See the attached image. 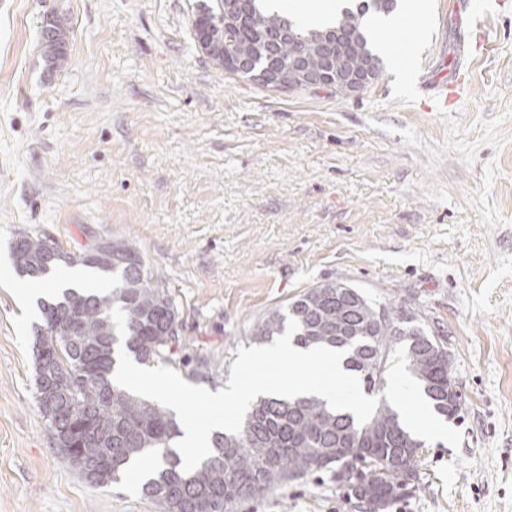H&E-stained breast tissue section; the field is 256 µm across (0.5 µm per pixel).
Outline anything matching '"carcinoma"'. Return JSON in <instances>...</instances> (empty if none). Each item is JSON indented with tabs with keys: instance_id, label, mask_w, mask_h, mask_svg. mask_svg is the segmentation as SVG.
<instances>
[{
	"instance_id": "obj_1",
	"label": "carcinoma",
	"mask_w": 512,
	"mask_h": 512,
	"mask_svg": "<svg viewBox=\"0 0 512 512\" xmlns=\"http://www.w3.org/2000/svg\"><path fill=\"white\" fill-rule=\"evenodd\" d=\"M271 3L239 0L229 21L224 0H214L192 21L196 47L218 67L260 84L270 67L287 66L299 47L307 66L326 74L324 87L338 95L360 91L355 77L364 78L366 87L380 78L379 30L369 26V19L391 16L398 0H355L322 29L302 25ZM203 29L214 36L213 43L201 41ZM46 30L50 35L41 43L52 73L68 60L65 15L47 18ZM326 36L336 38L329 65L322 52ZM99 242L95 238L75 254L45 235L25 232L12 248L27 264L28 276L44 275L46 266L80 264L98 283L41 302L43 324L33 344L39 411L58 452L89 485L115 483L130 466L153 461L159 469L141 492L161 512H231L237 504L319 471L331 472L365 512L373 505L387 512L398 497L419 489L422 441L412 436L384 394L391 359L398 355L405 361L437 414L453 419L462 409V400L448 401V345L428 330L422 315L339 281L317 284L267 310L254 340L273 341L294 318L299 323L294 342L347 350L345 366L367 392L379 396L378 406L361 424L316 396L263 397L251 404L238 433H215L211 454L186 472L173 451L181 433L173 415L119 386L110 374L120 345L142 364L172 366L192 378L208 376L211 359L187 352L176 299L154 277L139 248L114 240L112 252L102 255Z\"/></svg>"
}]
</instances>
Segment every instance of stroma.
Returning a JSON list of instances; mask_svg holds the SVG:
<instances>
[{"instance_id": "obj_1", "label": "stroma", "mask_w": 512, "mask_h": 512, "mask_svg": "<svg viewBox=\"0 0 512 512\" xmlns=\"http://www.w3.org/2000/svg\"><path fill=\"white\" fill-rule=\"evenodd\" d=\"M211 0H0V512H160L134 473L95 488L35 399L30 284L11 245L128 240L176 299L226 388L262 314L342 281L443 334L465 407L419 450L389 512H512V0H425L413 55L364 90L279 92L194 45ZM67 66L47 72L45 15ZM448 82L440 98L437 77ZM234 512H360L317 472ZM47 27L43 26L41 43L47 69L50 73L64 67L68 60L67 43L70 27L63 14H54L46 19ZM48 30L51 35L45 37L44 31Z\"/></svg>"}]
</instances>
